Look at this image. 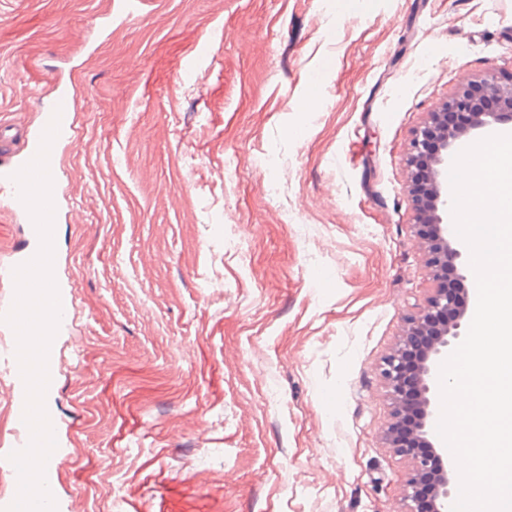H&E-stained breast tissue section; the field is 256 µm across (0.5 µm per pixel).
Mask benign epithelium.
Instances as JSON below:
<instances>
[{
  "label": "benign epithelium",
  "mask_w": 512,
  "mask_h": 512,
  "mask_svg": "<svg viewBox=\"0 0 512 512\" xmlns=\"http://www.w3.org/2000/svg\"><path fill=\"white\" fill-rule=\"evenodd\" d=\"M465 107L472 115L469 125L456 128L448 125V112ZM512 122V78L505 80L489 71L478 79H467L458 84L455 92L438 110L431 113L428 122L420 127L411 141L408 158L407 192L420 197L415 181L416 167L425 162L429 179L426 185L425 205L420 208V220L415 225L416 236L429 254V264L435 272L444 266L452 268L454 278L462 283L469 280L468 273L458 266L461 251L457 248L452 225L448 224V160L458 142L476 130H494L499 125ZM470 302L459 299L449 290L437 287L428 306L417 316L407 318L406 332L399 347L384 361L382 375L394 399V410L389 431H394L403 421L402 392L405 386L404 353L410 337L436 326L435 338L423 355L416 370L414 386L422 405V414L412 427L413 436L431 443L434 391L433 381L437 364L457 346L459 329L467 316ZM397 452L409 456L415 463V474L407 486L406 512H418V497L423 488L421 475L432 471L431 459L415 454L411 449L396 446ZM456 484L446 467L434 475L429 488L434 512H449L453 503Z\"/></svg>",
  "instance_id": "benign-epithelium-1"
}]
</instances>
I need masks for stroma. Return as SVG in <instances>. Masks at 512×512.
<instances>
[{
	"instance_id": "obj_1",
	"label": "stroma",
	"mask_w": 512,
	"mask_h": 512,
	"mask_svg": "<svg viewBox=\"0 0 512 512\" xmlns=\"http://www.w3.org/2000/svg\"><path fill=\"white\" fill-rule=\"evenodd\" d=\"M491 68L512 0H0V118L94 97L54 224L57 512H405L381 367L437 286L408 152ZM30 245L0 194V267ZM15 427L0 372V501Z\"/></svg>"
}]
</instances>
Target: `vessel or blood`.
Wrapping results in <instances>:
<instances>
[{"label": "vessel or blood", "instance_id": "b4317fda", "mask_svg": "<svg viewBox=\"0 0 512 512\" xmlns=\"http://www.w3.org/2000/svg\"><path fill=\"white\" fill-rule=\"evenodd\" d=\"M76 100V91L66 87L56 91L49 106L42 108L33 129L19 133L0 125V156L7 159L6 165L0 166V190L10 194V203L15 210H22L23 204L16 195L13 174L35 156L43 131L56 112L61 115L60 131L50 151L49 168L58 171L60 150L70 147L76 137Z\"/></svg>", "mask_w": 512, "mask_h": 512}]
</instances>
